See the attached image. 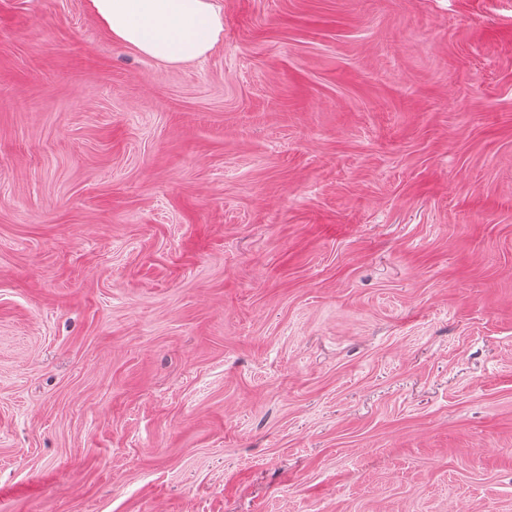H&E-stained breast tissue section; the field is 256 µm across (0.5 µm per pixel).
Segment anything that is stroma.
Listing matches in <instances>:
<instances>
[{"mask_svg": "<svg viewBox=\"0 0 512 512\" xmlns=\"http://www.w3.org/2000/svg\"><path fill=\"white\" fill-rule=\"evenodd\" d=\"M220 4L0 0V512H512V0ZM113 40L167 64H183L212 52L224 34L216 0H88Z\"/></svg>", "mask_w": 512, "mask_h": 512, "instance_id": "obj_1", "label": "stroma"}]
</instances>
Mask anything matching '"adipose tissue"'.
<instances>
[{"label": "adipose tissue", "instance_id": "1", "mask_svg": "<svg viewBox=\"0 0 512 512\" xmlns=\"http://www.w3.org/2000/svg\"><path fill=\"white\" fill-rule=\"evenodd\" d=\"M113 40L167 64H183L212 52L224 34L216 0H88Z\"/></svg>", "mask_w": 512, "mask_h": 512}]
</instances>
